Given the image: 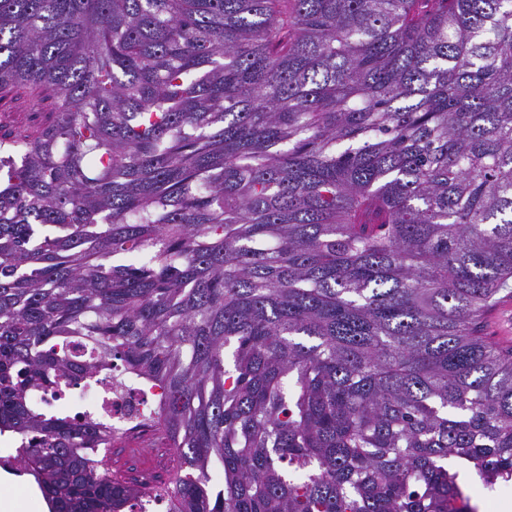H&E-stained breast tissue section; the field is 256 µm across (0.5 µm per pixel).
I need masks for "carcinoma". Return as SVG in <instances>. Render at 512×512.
Instances as JSON below:
<instances>
[{
	"instance_id": "cac0c4a2",
	"label": "carcinoma",
	"mask_w": 512,
	"mask_h": 512,
	"mask_svg": "<svg viewBox=\"0 0 512 512\" xmlns=\"http://www.w3.org/2000/svg\"><path fill=\"white\" fill-rule=\"evenodd\" d=\"M5 99L40 121L0 131V435L50 512L139 494L30 402L117 361L172 512L512 480V0H0Z\"/></svg>"
}]
</instances>
